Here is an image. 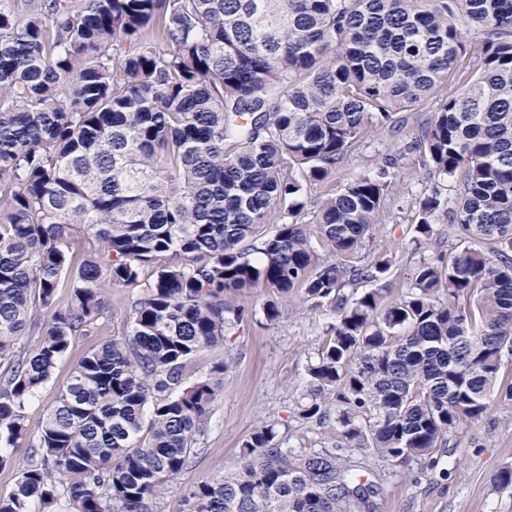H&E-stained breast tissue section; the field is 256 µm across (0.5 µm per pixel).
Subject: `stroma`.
<instances>
[{"instance_id": "1", "label": "stroma", "mask_w": 512, "mask_h": 512, "mask_svg": "<svg viewBox=\"0 0 512 512\" xmlns=\"http://www.w3.org/2000/svg\"><path fill=\"white\" fill-rule=\"evenodd\" d=\"M405 118L401 127L376 129L356 140L340 169L327 183L313 186L312 195L338 191L353 176L374 170L381 156L402 148L418 130L414 113ZM428 186L415 156H406L397 171L388 213L373 226L366 242L367 251L395 255L390 277L395 292L407 288L412 269L423 257L411 238L419 219L418 200ZM128 295V289H113L112 314L100 334L76 338L59 360L52 379L28 409L29 432H37L46 409L85 352L121 334ZM269 298L260 288L238 294L247 319L228 333L223 344L206 348L198 358L199 372L224 364V386L189 466L170 482L160 512H180L184 495L199 482L240 471L242 444L258 427L273 426L281 446L296 454L331 447L327 431L297 412L306 390V370L325 341L328 318L296 293L280 300V319L267 324L263 307ZM351 454L361 463V482L379 487L372 499L373 512H512V495L496 491L492 483L501 467L512 465V400L495 401L486 419L438 446L433 453L436 466L424 461L393 466L357 448Z\"/></svg>"}]
</instances>
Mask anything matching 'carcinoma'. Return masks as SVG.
<instances>
[{"label": "carcinoma", "instance_id": "1", "mask_svg": "<svg viewBox=\"0 0 512 512\" xmlns=\"http://www.w3.org/2000/svg\"><path fill=\"white\" fill-rule=\"evenodd\" d=\"M440 86L408 150L462 178L452 199L420 198L412 242L471 246L421 261L390 300L377 284L393 257L351 256L398 158L324 197L307 188ZM114 288L138 289L124 331L81 357L28 434L29 405ZM252 288L300 290L333 316L299 414L343 444L293 454L261 426L241 471L194 486L182 512L370 510L375 484L343 447L432 467L512 400V0L0 7V468L19 440L31 450L0 512H158L222 385L224 365L187 367L242 323L234 299Z\"/></svg>", "mask_w": 512, "mask_h": 512}]
</instances>
